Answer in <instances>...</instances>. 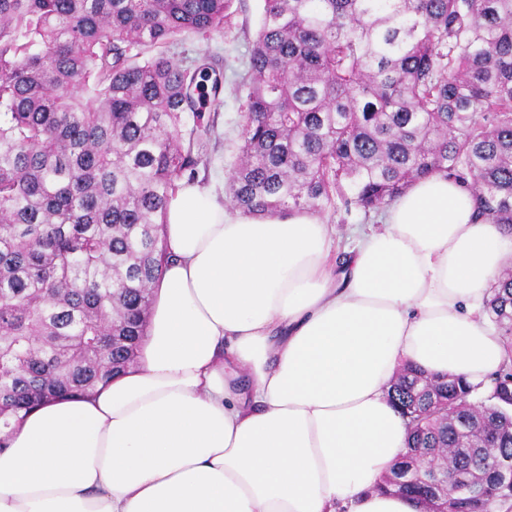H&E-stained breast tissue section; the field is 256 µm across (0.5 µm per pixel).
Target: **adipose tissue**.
I'll use <instances>...</instances> for the list:
<instances>
[{
	"mask_svg": "<svg viewBox=\"0 0 512 512\" xmlns=\"http://www.w3.org/2000/svg\"><path fill=\"white\" fill-rule=\"evenodd\" d=\"M136 362L52 400L0 451V512H423L375 485L405 452L399 370L484 382L507 360L484 309L512 231L441 175L357 230L337 265L309 213L251 216L196 184Z\"/></svg>",
	"mask_w": 512,
	"mask_h": 512,
	"instance_id": "obj_1",
	"label": "adipose tissue"
}]
</instances>
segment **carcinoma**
<instances>
[{"label": "carcinoma", "instance_id": "carcinoma-1", "mask_svg": "<svg viewBox=\"0 0 512 512\" xmlns=\"http://www.w3.org/2000/svg\"><path fill=\"white\" fill-rule=\"evenodd\" d=\"M232 0H0V436L46 401L136 361L164 219L221 135V58L172 49L224 31ZM233 208L380 213L413 182L453 178L512 229V0H263ZM488 316L512 351V271ZM406 367L387 391L417 483L448 454L458 512L512 502V363L482 390ZM489 483L497 498L480 502Z\"/></svg>", "mask_w": 512, "mask_h": 512}]
</instances>
